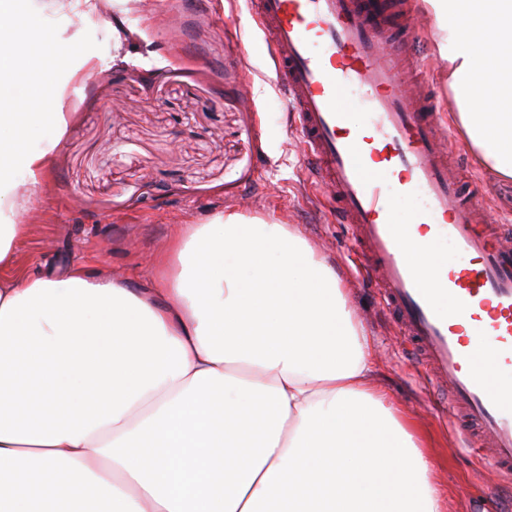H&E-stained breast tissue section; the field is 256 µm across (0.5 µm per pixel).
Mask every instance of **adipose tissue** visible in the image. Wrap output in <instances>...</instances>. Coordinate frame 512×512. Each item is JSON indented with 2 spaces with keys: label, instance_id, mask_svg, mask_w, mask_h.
<instances>
[{
  "label": "adipose tissue",
  "instance_id": "obj_1",
  "mask_svg": "<svg viewBox=\"0 0 512 512\" xmlns=\"http://www.w3.org/2000/svg\"><path fill=\"white\" fill-rule=\"evenodd\" d=\"M458 117L512 176V0H425ZM499 21L475 38L485 17ZM0 0V512H443L418 432L377 383L334 270L285 224L227 210L151 282L17 268L67 125L39 111L93 64ZM50 133L37 146L26 130Z\"/></svg>",
  "mask_w": 512,
  "mask_h": 512
}]
</instances>
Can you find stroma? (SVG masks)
<instances>
[{"mask_svg": "<svg viewBox=\"0 0 512 512\" xmlns=\"http://www.w3.org/2000/svg\"><path fill=\"white\" fill-rule=\"evenodd\" d=\"M112 14V0H97L84 18L55 24L59 52L91 53L97 63L67 90L60 148L23 216L31 232L17 248L20 270L81 264L135 287L155 277L176 230L220 209L291 225L334 270L373 345L380 385L426 435L445 512H512V479L486 471L463 447L442 391L361 274L351 226L337 223L309 184L247 0H133L125 63L110 60ZM410 25L422 37L404 38L399 50L429 62L416 91L440 98L458 124L451 67L426 5ZM445 149L465 189L484 202L485 223L512 225V177L488 172L465 134Z\"/></svg>", "mask_w": 512, "mask_h": 512, "instance_id": "1", "label": "stroma"}]
</instances>
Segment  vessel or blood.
I'll list each match as a JSON object with an SVG mask.
<instances>
[{"mask_svg":"<svg viewBox=\"0 0 512 512\" xmlns=\"http://www.w3.org/2000/svg\"><path fill=\"white\" fill-rule=\"evenodd\" d=\"M409 0H248L271 48L274 81L311 162L310 175L353 225L372 281L448 411L475 428L469 445L512 476V239L479 219L441 149L451 133L431 99L397 86L394 20ZM366 116L352 128V112ZM415 204L399 223L403 202ZM450 259L431 283L421 253Z\"/></svg>","mask_w":512,"mask_h":512,"instance_id":"vessel-or-blood-1","label":"vessel or blood"}]
</instances>
